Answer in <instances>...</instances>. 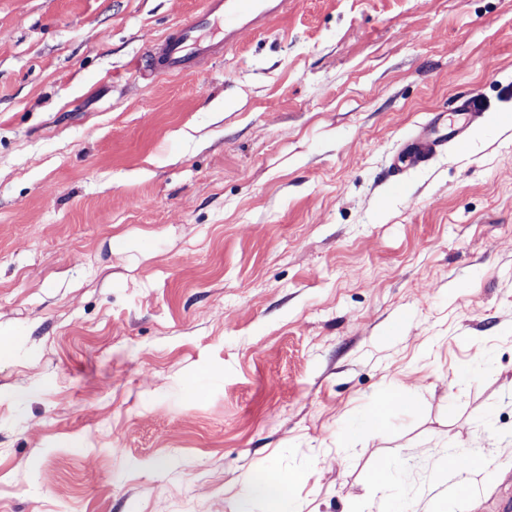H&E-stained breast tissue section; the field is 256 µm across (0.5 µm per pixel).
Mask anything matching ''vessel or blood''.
Returning a JSON list of instances; mask_svg holds the SVG:
<instances>
[{
  "mask_svg": "<svg viewBox=\"0 0 512 512\" xmlns=\"http://www.w3.org/2000/svg\"><path fill=\"white\" fill-rule=\"evenodd\" d=\"M288 0H202L201 8L172 31L160 46L144 54L152 70L164 74L195 73L222 50L233 47L241 29L264 27L287 8ZM224 24L221 39L209 38L208 33L217 24ZM475 99L463 101L454 115L448 118V132L436 135L426 130L410 138L404 145L399 161L408 168L427 164L446 143L463 142L469 111L475 109Z\"/></svg>",
  "mask_w": 512,
  "mask_h": 512,
  "instance_id": "obj_1",
  "label": "vessel or blood"
}]
</instances>
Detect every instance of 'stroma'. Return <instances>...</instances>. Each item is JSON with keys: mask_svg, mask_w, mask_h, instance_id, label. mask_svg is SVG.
<instances>
[{"mask_svg": "<svg viewBox=\"0 0 512 512\" xmlns=\"http://www.w3.org/2000/svg\"><path fill=\"white\" fill-rule=\"evenodd\" d=\"M200 6L0 0V512H238L261 472L434 512L453 448L499 512L512 0H288L197 73L135 67ZM470 96L465 147L397 171ZM380 407L370 409L366 418L369 421V425H375L378 423V414L383 410L395 408L400 411H407L408 409L418 405V401L415 400L410 392L406 390L399 391L397 393L389 394L382 402Z\"/></svg>", "mask_w": 512, "mask_h": 512, "instance_id": "stroma-1", "label": "stroma"}]
</instances>
